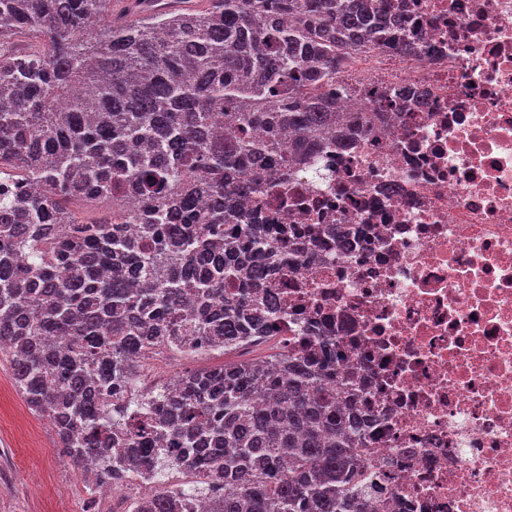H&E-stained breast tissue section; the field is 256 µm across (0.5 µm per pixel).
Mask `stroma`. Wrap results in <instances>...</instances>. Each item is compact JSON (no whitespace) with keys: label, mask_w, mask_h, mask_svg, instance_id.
<instances>
[{"label":"stroma","mask_w":512,"mask_h":512,"mask_svg":"<svg viewBox=\"0 0 512 512\" xmlns=\"http://www.w3.org/2000/svg\"><path fill=\"white\" fill-rule=\"evenodd\" d=\"M54 429L29 409L0 356V512H83L90 489Z\"/></svg>","instance_id":"stroma-1"}]
</instances>
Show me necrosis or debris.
<instances>
[{"instance_id": "1", "label": "necrosis or debris", "mask_w": 512, "mask_h": 512, "mask_svg": "<svg viewBox=\"0 0 512 512\" xmlns=\"http://www.w3.org/2000/svg\"><path fill=\"white\" fill-rule=\"evenodd\" d=\"M406 4L395 44L354 55L358 113L265 195L263 223L325 228L276 290L270 335L344 349L372 404V512H512V0ZM415 92L401 112L366 99Z\"/></svg>"}]
</instances>
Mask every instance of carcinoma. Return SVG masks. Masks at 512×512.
<instances>
[{
	"label": "carcinoma",
	"instance_id": "carcinoma-1",
	"mask_svg": "<svg viewBox=\"0 0 512 512\" xmlns=\"http://www.w3.org/2000/svg\"><path fill=\"white\" fill-rule=\"evenodd\" d=\"M114 0H0V354L62 455L128 471L190 468L133 512H368L365 412L326 390L322 342L187 372L133 394L146 347L233 353L278 311L279 245L239 195L316 159L353 55L401 18L379 0H203L112 20ZM108 203L83 223L81 197ZM141 224V240L122 226ZM227 287L238 297L224 298ZM65 338V345L58 344ZM265 388L258 402L254 389Z\"/></svg>",
	"mask_w": 512,
	"mask_h": 512
}]
</instances>
